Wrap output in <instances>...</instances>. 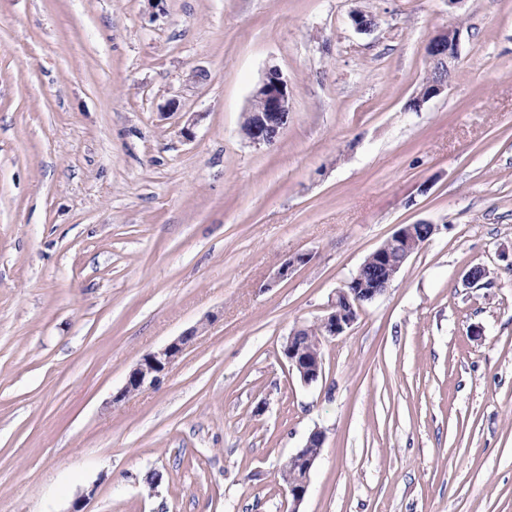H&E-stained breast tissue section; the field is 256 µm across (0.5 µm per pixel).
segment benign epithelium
<instances>
[{
    "label": "benign epithelium",
    "mask_w": 512,
    "mask_h": 512,
    "mask_svg": "<svg viewBox=\"0 0 512 512\" xmlns=\"http://www.w3.org/2000/svg\"><path fill=\"white\" fill-rule=\"evenodd\" d=\"M460 29L454 25L443 28L425 46L430 79L423 84L407 109L418 112L431 99L442 94L458 67ZM293 91L288 79L276 66L267 68L257 84L241 125L245 139L254 146L270 145L282 134L291 120ZM440 230L439 225L420 221L403 224L393 235L363 261L356 274L336 291L327 313L318 320L319 333L302 340V329L294 330L283 344L281 353L289 371L305 385L319 380L323 360L319 356L322 342L343 335L357 320L364 303L382 295L393 281V273ZM195 336L190 331L159 349L145 354L130 371L125 385L115 400L119 401L146 388L157 386L173 363L183 354ZM325 435L311 432L305 445L289 456L281 473H293L295 480L286 486L291 500L289 512H299L309 488L310 472L322 453Z\"/></svg>",
    "instance_id": "obj_1"
}]
</instances>
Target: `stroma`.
Wrapping results in <instances>:
<instances>
[{
    "label": "stroma",
    "mask_w": 512,
    "mask_h": 512,
    "mask_svg": "<svg viewBox=\"0 0 512 512\" xmlns=\"http://www.w3.org/2000/svg\"><path fill=\"white\" fill-rule=\"evenodd\" d=\"M271 65L292 118L256 147ZM422 220L302 384L290 333ZM316 429L300 512H512V0H0V512H288ZM460 29L454 25L443 28L434 35L425 46V56L429 67L430 79L423 84L406 108L420 111L431 99L442 94L458 67ZM293 91L288 79L276 66L268 67L257 84L244 115L241 132L254 146L270 145L291 120ZM195 333V330L187 332L159 349L145 354L130 371L125 385L115 400L119 401L146 388L157 386L173 363L183 354ZM325 435L321 430L311 432L306 440L305 445L296 453L289 456L281 467V474H285L295 480L291 484L286 485L288 497L291 500L289 512H299L298 507L303 502L309 488L310 472L322 453L324 447Z\"/></svg>",
    "instance_id": "1"
}]
</instances>
